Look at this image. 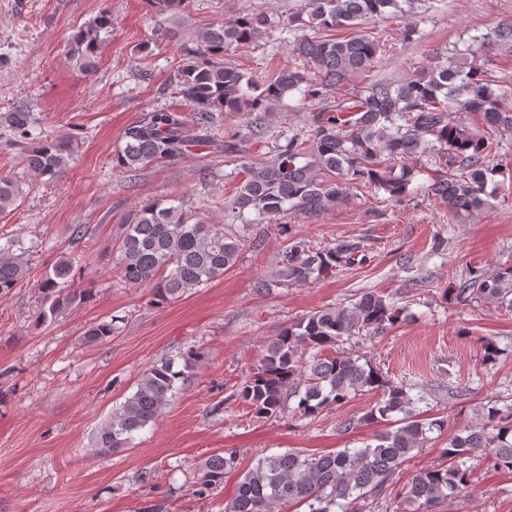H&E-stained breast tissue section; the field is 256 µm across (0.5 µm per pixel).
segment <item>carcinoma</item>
<instances>
[{
  "instance_id": "1",
  "label": "carcinoma",
  "mask_w": 512,
  "mask_h": 512,
  "mask_svg": "<svg viewBox=\"0 0 512 512\" xmlns=\"http://www.w3.org/2000/svg\"><path fill=\"white\" fill-rule=\"evenodd\" d=\"M157 17L155 35L178 45L186 56L173 80L187 111L159 110L126 128L124 145L112 157V169L133 174L155 161L184 155L188 127L204 135L214 130L226 112H265L270 104L297 90L309 101L323 96L349 78L374 68L382 36H371L362 23L388 10L402 11L400 0H304L295 20L302 34L293 44L296 63L268 77L242 72L224 59L232 47L255 40L264 27L259 14L241 16L229 24H195L185 12L186 0H147ZM112 28V15L103 10L85 29L70 38L68 53L85 75L97 64L103 38ZM346 29L330 38L326 32ZM434 51L430 63L418 67L400 83L375 81L367 89L343 95L336 104L319 108L308 119L309 130L283 135L284 143L261 163L244 166L232 209L252 210L269 223L284 211L317 215L341 203L352 189L374 188L391 198L407 196L412 169L405 160L431 153L436 178L429 191L448 206V222L489 204L487 190L495 169L487 158L498 142L472 131L455 119L457 112H480L489 130L512 132V97L493 88L487 72L474 63L456 64ZM0 126L22 149L20 163L47 183L64 174L77 134L43 136L33 115L16 110L0 115ZM22 194L18 182L0 178V214ZM198 211L184 200L137 206L126 219L118 242L115 267L123 283L149 287L161 302L179 298L224 276L236 265L242 249L235 235L213 231L197 219ZM30 248L19 239L0 243V296L12 292L25 276ZM359 247L340 241L334 247L313 249L297 237L288 238L274 272L279 285L318 281L342 265L358 262ZM75 259L64 256L47 275L40 290L42 321H54L87 303L91 288L71 286ZM455 296L512 305V267L478 271L460 282ZM399 318V307L373 291L363 292L341 308L318 310L288 324L271 340L256 371L236 390V398L261 417H277L287 400L298 398L302 417L319 414L329 405L341 406L367 392L373 405L358 419L344 424L385 423L362 448H341L324 455L297 448L263 456L239 482L237 494L224 512H274L290 502L306 512H358L357 502L374 501L387 492L389 481L428 440L427 433L442 422L422 417L406 386L388 380L371 362L349 354L323 355L343 338L378 334ZM113 322L88 328L84 341L98 343L112 336ZM183 371L169 360L147 368L136 390L112 411L100 435V446L124 448L134 435L156 421L176 397ZM480 453L493 466L512 469V407H486L479 424L448 441L445 461L413 475L388 498L392 512H433L470 483L467 461ZM238 468L233 450L210 455L201 464L197 488L204 495L224 483Z\"/></svg>"
}]
</instances>
